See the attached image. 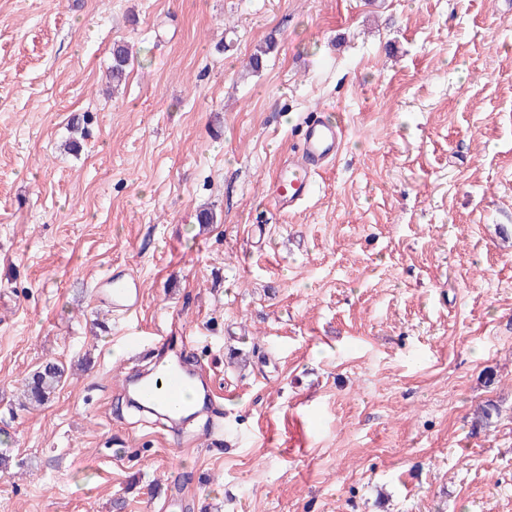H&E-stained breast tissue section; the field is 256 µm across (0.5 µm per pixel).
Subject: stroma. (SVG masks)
Instances as JSON below:
<instances>
[{
  "instance_id": "obj_1",
  "label": "stroma",
  "mask_w": 512,
  "mask_h": 512,
  "mask_svg": "<svg viewBox=\"0 0 512 512\" xmlns=\"http://www.w3.org/2000/svg\"><path fill=\"white\" fill-rule=\"evenodd\" d=\"M130 336L194 343L221 444L129 407ZM1 452L0 512H512V0H0ZM132 61V53L127 45L117 44L112 49L111 76L113 82L125 79L127 68ZM343 130L320 113H310L305 121L303 146L288 162V171L274 187L273 198L281 209L292 210L306 200L313 188V177L322 165L336 156ZM106 283L113 311L128 313L136 309L141 293V284L136 278L112 274V279H107ZM65 369L57 363L46 362L40 365L27 379L23 393L24 401L21 400L20 407L29 405H41L48 401L51 394L60 385Z\"/></svg>"
}]
</instances>
